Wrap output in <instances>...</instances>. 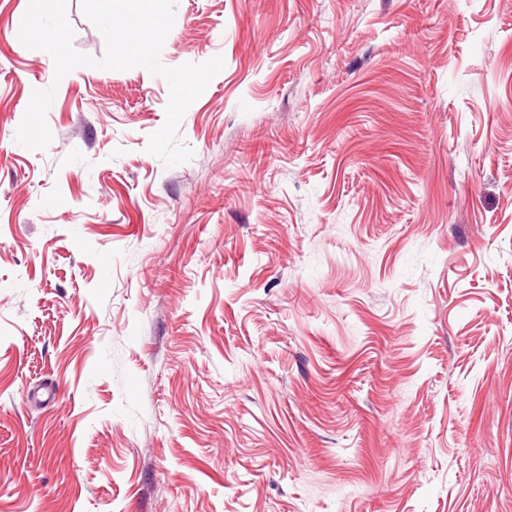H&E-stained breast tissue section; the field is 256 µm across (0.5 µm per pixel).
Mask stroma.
<instances>
[{
  "instance_id": "1",
  "label": "stroma",
  "mask_w": 512,
  "mask_h": 512,
  "mask_svg": "<svg viewBox=\"0 0 512 512\" xmlns=\"http://www.w3.org/2000/svg\"><path fill=\"white\" fill-rule=\"evenodd\" d=\"M27 4L0 0V512H512V0H177L161 62L224 68L173 167L166 80L55 79Z\"/></svg>"
}]
</instances>
